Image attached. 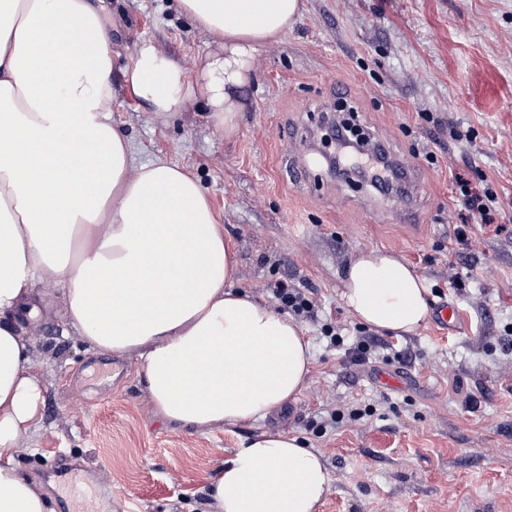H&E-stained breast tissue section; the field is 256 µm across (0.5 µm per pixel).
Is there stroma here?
<instances>
[{"mask_svg": "<svg viewBox=\"0 0 512 512\" xmlns=\"http://www.w3.org/2000/svg\"><path fill=\"white\" fill-rule=\"evenodd\" d=\"M112 41V123L136 163L163 160L196 177L236 246L235 288L275 306L286 279L317 292V321L301 326L313 365L295 401L258 424L200 430L156 415L141 361L92 351L64 333L61 295L29 326L46 387L44 418L16 458L56 512H205L224 459L258 429L282 430L318 451L330 472L316 512H512V0H305L280 42L261 49L225 134L205 98L185 112H152L126 83L152 42L196 77L214 46L176 0H104ZM348 102L372 140L416 170L413 218L365 222L388 198L318 163L321 122ZM299 127L310 160L290 179L280 134ZM475 139H468V132ZM434 151L427 166L420 150ZM483 175L504 229L473 225L464 291L450 284L448 237L458 222L453 177ZM385 248L425 278L429 305L456 303L463 333L433 322L384 335L368 364L321 339L322 324L356 336L340 299L350 262ZM400 375L397 386L376 374ZM359 417H351L353 409ZM326 422L325 432L315 425ZM68 455V480L53 471Z\"/></svg>", "mask_w": 512, "mask_h": 512, "instance_id": "stroma-1", "label": "stroma"}]
</instances>
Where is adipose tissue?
Instances as JSON below:
<instances>
[{"label": "adipose tissue", "mask_w": 512, "mask_h": 512, "mask_svg": "<svg viewBox=\"0 0 512 512\" xmlns=\"http://www.w3.org/2000/svg\"><path fill=\"white\" fill-rule=\"evenodd\" d=\"M218 43L197 79L148 42L126 75L153 111L204 94L233 133L257 53L301 14V0H178ZM85 38L62 57L60 39ZM112 45L91 0H0V512H55L17 468L43 419L45 386L26 322L39 284H61L63 322L92 350L133 356L167 421L252 424L303 390L312 353L294 319L233 291L236 261L209 198L183 168L135 163L112 124ZM91 145L79 156L78 145ZM151 285L135 287L142 273ZM341 300L361 323L407 334L429 315L423 278L371 248L349 264ZM330 482L321 456L284 431L243 441L212 480L210 512H315Z\"/></svg>", "instance_id": "1"}]
</instances>
